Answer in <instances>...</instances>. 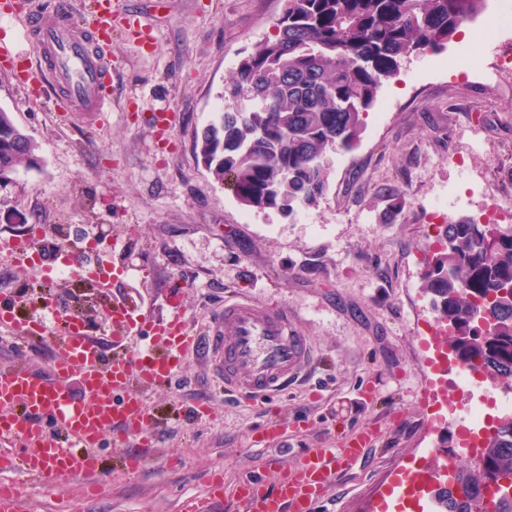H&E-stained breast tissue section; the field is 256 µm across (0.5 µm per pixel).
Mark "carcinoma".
<instances>
[{
    "label": "carcinoma",
    "mask_w": 512,
    "mask_h": 512,
    "mask_svg": "<svg viewBox=\"0 0 512 512\" xmlns=\"http://www.w3.org/2000/svg\"><path fill=\"white\" fill-rule=\"evenodd\" d=\"M487 0H282L272 36L239 62L195 150L244 205L287 214L328 193L322 164L353 150L383 83L406 58L443 48ZM246 101L241 106L239 101ZM37 146L0 108V181L38 163ZM457 357L512 385V224L478 218L445 224L421 274ZM484 314L482 330L476 315ZM512 478V416L499 420L474 468L458 466L454 489L435 494L441 512H472L482 490Z\"/></svg>",
    "instance_id": "1"
}]
</instances>
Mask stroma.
<instances>
[{"instance_id":"35a3bbf8","label":"stroma","mask_w":512,"mask_h":512,"mask_svg":"<svg viewBox=\"0 0 512 512\" xmlns=\"http://www.w3.org/2000/svg\"><path fill=\"white\" fill-rule=\"evenodd\" d=\"M127 15L144 11L154 43L112 39V109L85 123L54 102L28 100L0 72V108L37 142L41 162L0 184V240L50 224L76 242L94 235L129 239L128 270L111 294L67 277L51 292L57 307L80 315L105 356H113V299L152 315L180 293L184 316L202 324L226 296L285 306L316 351L284 395L229 397L189 355L170 385L143 397L152 413L148 441L107 434L95 489L46 476L30 484L18 471L0 483L19 488L27 512H178L219 475L226 494L214 512H235L240 481L274 483L301 451L331 448L366 427L378 437L364 464L339 471L312 512H364L399 465L452 440L456 421L435 422L426 391L420 325L436 313L420 276L439 226L426 212L443 201L445 220L480 216L489 201L512 198V105L463 77L487 55L459 57L464 39L411 57L381 88L358 147L330 156V190L305 216L243 205L197 159L194 140L210 122L225 79L244 52L271 36L280 0H120ZM421 70L420 84L406 75ZM169 113L163 134L152 114ZM398 194L379 196L380 186ZM54 344L30 337L0 343V367L49 376ZM212 409L196 414L198 404ZM275 420L287 440L266 437ZM143 466L131 471L129 454Z\"/></svg>"}]
</instances>
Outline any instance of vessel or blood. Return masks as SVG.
<instances>
[{
    "mask_svg": "<svg viewBox=\"0 0 512 512\" xmlns=\"http://www.w3.org/2000/svg\"><path fill=\"white\" fill-rule=\"evenodd\" d=\"M119 14L118 0H91L83 24L75 18L73 0H51L45 9L23 12L20 22L39 56L27 63L13 45L0 42V68L24 90L66 101L74 111L93 118L111 111L112 37ZM49 240L45 226L36 224L24 236L1 241L0 255L12 266L39 271L50 283L61 266L79 274L93 267V281L103 289L127 274L119 262L126 240L102 241L90 252L76 243L53 246ZM88 252L93 255L89 261L84 258ZM19 306L16 300L0 305V337L47 336L56 348L50 377L0 369V469L20 468L34 481L49 473L62 480L94 477L101 440L114 428L146 437L149 415L142 387L167 384L190 350L204 348L227 390L259 395L285 390L313 356L311 340L296 331L288 309L246 297L226 300L210 315L203 346L189 329L179 296H172L168 314L156 319L114 301V339L129 351L110 360L80 316L62 315L50 301L22 316ZM374 437V431L364 430L340 447L307 449L275 484L239 483L233 490L237 512H311L337 471L362 459ZM448 455L447 449H431L420 469L396 480L391 496H403L411 482L431 484L444 471Z\"/></svg>",
    "mask_w": 512,
    "mask_h": 512,
    "instance_id": "obj_1",
    "label": "vessel or blood"
}]
</instances>
